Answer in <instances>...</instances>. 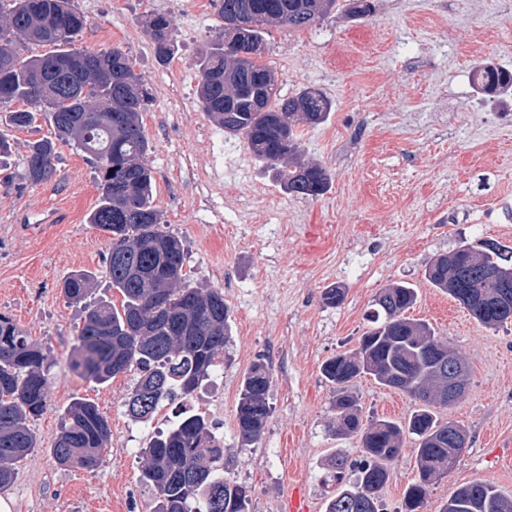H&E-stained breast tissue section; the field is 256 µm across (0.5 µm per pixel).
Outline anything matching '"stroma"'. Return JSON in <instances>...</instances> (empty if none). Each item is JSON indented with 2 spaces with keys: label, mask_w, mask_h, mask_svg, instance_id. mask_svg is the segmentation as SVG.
Returning <instances> with one entry per match:
<instances>
[{
  "label": "stroma",
  "mask_w": 512,
  "mask_h": 512,
  "mask_svg": "<svg viewBox=\"0 0 512 512\" xmlns=\"http://www.w3.org/2000/svg\"><path fill=\"white\" fill-rule=\"evenodd\" d=\"M220 0H72L89 24L77 48H121L152 93L142 113L154 172L153 201L187 249L190 283L222 290L231 309L232 345L212 412L224 435L226 474L251 489L249 512H287L301 496L325 512L335 491L327 462L336 448L359 457L361 442L332 433V388L321 366L354 351L379 289L404 281L418 292L408 317L429 322L469 366L468 385L440 420L464 426L467 446L447 476L431 486L423 512H438L455 487L479 479L512 497V325L488 330L424 279L426 264L460 242L512 247V94L477 93L472 73L488 60L512 70V0H371L352 18L336 10L299 32L269 27L263 60L289 96L313 86L333 103L324 124L300 129L309 162L329 172L331 187L296 198L272 179L243 139L224 135L200 108L197 71L204 45L223 26ZM160 12L174 53L164 63L143 26ZM45 119L7 130L0 184V314L51 353L47 409L31 420L38 446L0 498L11 512H150L140 481V448L170 426L177 404L162 403L146 423L132 422L123 398L138 374L101 385L73 373L81 323L61 291L76 270L98 274L94 298L121 305L102 274L110 237L87 216L99 198L86 154L57 146V173L30 185L23 177L29 142L53 137ZM60 212L57 224H29L28 214ZM341 285V305H323L322 289ZM271 368L272 414L261 440L240 445V382L257 358ZM364 421H402L420 403L406 393L358 379ZM95 403L112 430L92 472L61 468L50 454L69 403ZM417 474L412 440L389 465L384 506L400 512Z\"/></svg>",
  "instance_id": "obj_1"
}]
</instances>
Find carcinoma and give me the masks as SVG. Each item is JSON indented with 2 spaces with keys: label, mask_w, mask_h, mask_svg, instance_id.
<instances>
[{
  "label": "carcinoma",
  "mask_w": 512,
  "mask_h": 512,
  "mask_svg": "<svg viewBox=\"0 0 512 512\" xmlns=\"http://www.w3.org/2000/svg\"><path fill=\"white\" fill-rule=\"evenodd\" d=\"M337 0H221L224 29L203 50L198 64V102L224 134L244 139L251 153L290 195L316 198L330 185L327 170L302 160L299 125L325 122L331 101L315 87L280 95L276 73L262 62L265 26L293 31L311 27L330 14ZM260 15L256 26L237 21ZM0 125L26 128L43 116L55 139L28 144L25 178L32 185L57 172L55 142L74 144L95 161L100 196L88 222L111 235L106 260L110 288L123 297L121 308L91 296L97 275L70 274L62 285L68 305L83 318L74 369L104 384L132 368L141 376L125 396L127 415L149 420L166 400H190L224 363L232 342L231 311L216 288L192 287L183 273L182 241L166 230L152 203L153 175L145 164L150 149L140 117L151 93L144 77L119 48L99 50L100 65L83 64L90 52L74 47L87 25L85 15L56 0H0ZM159 60L173 53L167 18L152 13L146 23ZM54 45L56 50L20 56L22 41ZM246 56L237 57L234 43ZM483 92L512 91V73L490 62L475 68ZM19 107H14V104ZM512 266V251L483 241L463 244L430 261L425 280L459 301L486 329L512 324V280L503 288L487 278ZM345 290L331 284L322 300L342 303ZM417 292L398 282L374 299L372 327L359 348L327 360L322 374L332 385L334 435H361V456L351 461L341 450L329 460L338 492L326 512H384L382 489L388 464L402 451L406 436L415 440L417 475L408 486L403 512H420L430 487L455 464L461 449L448 435V423L435 409L463 395L469 376L464 357L448 347L425 321L405 312ZM50 353L26 336L14 320L0 315V491L10 487L17 464L37 447L29 422L47 407ZM366 375L378 384L406 392L421 407L405 421L363 424L354 383ZM268 364L259 359L242 379L236 411L244 446L257 443L271 414ZM111 438L108 419L83 399L64 410L51 454L64 468L94 471ZM141 481L154 496L152 512H249L251 490L224 477V440L205 414L188 413L159 432L140 451ZM440 512H512V498L475 480L457 487Z\"/></svg>",
  "instance_id": "1"
}]
</instances>
